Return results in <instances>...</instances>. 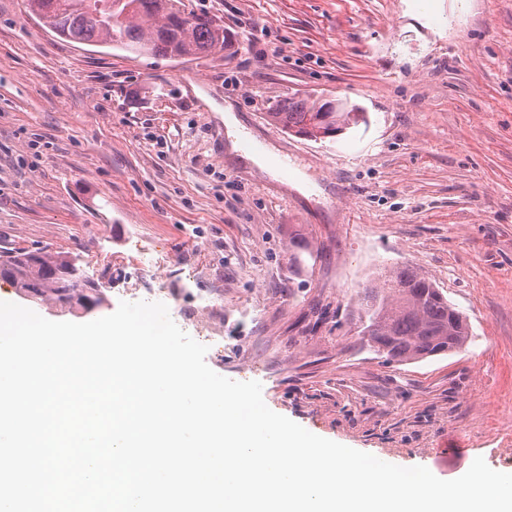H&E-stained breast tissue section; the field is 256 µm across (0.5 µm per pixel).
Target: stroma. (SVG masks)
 Returning a JSON list of instances; mask_svg holds the SVG:
<instances>
[{
  "label": "stroma",
  "mask_w": 512,
  "mask_h": 512,
  "mask_svg": "<svg viewBox=\"0 0 512 512\" xmlns=\"http://www.w3.org/2000/svg\"><path fill=\"white\" fill-rule=\"evenodd\" d=\"M231 53L75 43L0 0V247L72 253L114 313L165 263L185 314L224 309L205 360L311 433L462 476L512 473V0H184ZM312 95L361 106L320 141L271 123ZM232 115L277 162L230 152ZM287 168H280V158ZM416 267L467 318L464 348L388 364L363 288Z\"/></svg>",
  "instance_id": "stroma-1"
}]
</instances>
